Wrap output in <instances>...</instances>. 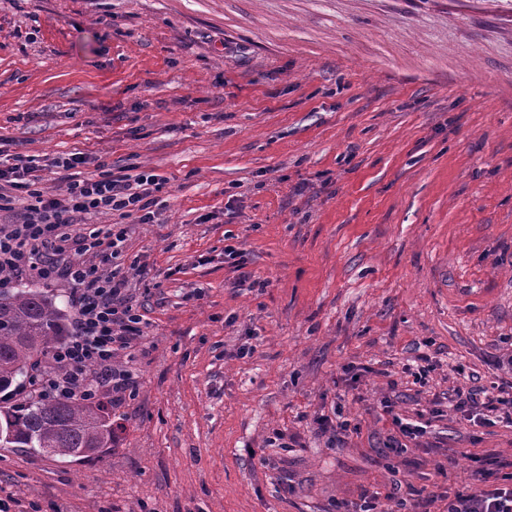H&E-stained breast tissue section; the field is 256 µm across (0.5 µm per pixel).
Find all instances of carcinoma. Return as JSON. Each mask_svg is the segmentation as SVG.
Segmentation results:
<instances>
[{
    "instance_id": "cac0c4a2",
    "label": "carcinoma",
    "mask_w": 512,
    "mask_h": 512,
    "mask_svg": "<svg viewBox=\"0 0 512 512\" xmlns=\"http://www.w3.org/2000/svg\"><path fill=\"white\" fill-rule=\"evenodd\" d=\"M68 335L66 315L38 289H0V393L29 377ZM121 426L112 405L79 396L0 400V444L51 449L50 456L72 462L103 458L118 447Z\"/></svg>"
}]
</instances>
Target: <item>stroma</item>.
I'll use <instances>...</instances> for the list:
<instances>
[{
    "instance_id": "stroma-1",
    "label": "stroma",
    "mask_w": 512,
    "mask_h": 512,
    "mask_svg": "<svg viewBox=\"0 0 512 512\" xmlns=\"http://www.w3.org/2000/svg\"><path fill=\"white\" fill-rule=\"evenodd\" d=\"M76 152L165 181L85 256L143 317L137 390L102 459L0 447L11 512H438L512 460L432 414L512 351V0H0V157L60 199Z\"/></svg>"
}]
</instances>
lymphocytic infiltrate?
<instances>
[{
	"instance_id": "f902f5d3",
	"label": "lymphocytic infiltrate",
	"mask_w": 512,
	"mask_h": 512,
	"mask_svg": "<svg viewBox=\"0 0 512 512\" xmlns=\"http://www.w3.org/2000/svg\"><path fill=\"white\" fill-rule=\"evenodd\" d=\"M83 162L77 153L53 159V167L64 172L65 197L60 200L41 189V167L34 161H0V189L10 187L25 201L18 218L0 224V272L42 281L63 277L75 287L72 330L53 352L51 371L36 378L41 394L92 399L97 387L108 385L119 403L134 393L136 381L130 370L116 364V353L142 336V317L129 302L126 278L103 272L86 263L84 256L103 247L119 256L126 232L115 226L103 238L95 231L84 232L81 223L89 216L113 212L123 218L136 214L141 222H149L151 195L161 180L145 172L132 178L111 171L80 179L75 170ZM499 364L506 375V395L457 393V412L470 414L482 408L512 420V356L501 358ZM470 459L474 484L457 492L444 512H512V474L502 481L494 479L481 467L480 455L471 454Z\"/></svg>"
}]
</instances>
